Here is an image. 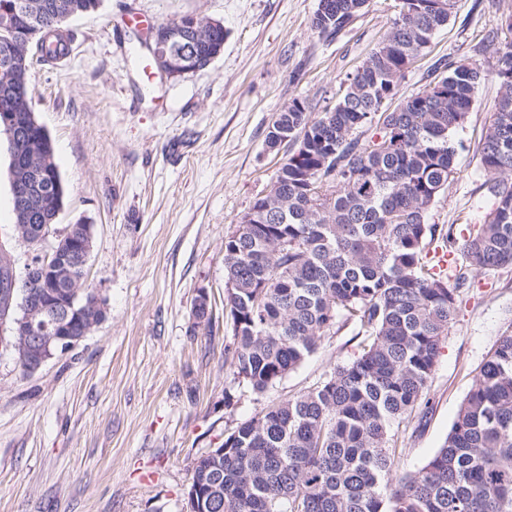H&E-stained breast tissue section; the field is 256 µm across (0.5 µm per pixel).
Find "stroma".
Here are the masks:
<instances>
[{
  "label": "stroma",
  "instance_id": "stroma-1",
  "mask_svg": "<svg viewBox=\"0 0 512 512\" xmlns=\"http://www.w3.org/2000/svg\"><path fill=\"white\" fill-rule=\"evenodd\" d=\"M395 0H371L330 38L311 29L318 0H102L67 23L74 39L56 65L34 64L32 108L49 134L66 190L56 230L92 224L87 283L106 317L75 348L23 373L0 343V512H184L195 458L264 405L291 398L353 360L351 327L263 395L235 380L224 308V238L266 194L293 150L265 145L292 99L333 107L347 75L385 34ZM512 0H456L447 27L409 70L400 93L431 80L443 58L495 61ZM183 15L219 20L223 53L205 69L144 87L149 62L129 17L152 27ZM499 87L486 81L451 135L455 170L428 221L458 241L484 223L494 201L480 139ZM17 266L33 251L17 239L5 135L0 134V243ZM209 295L211 331L192 308ZM512 326V266L474 269L444 338L430 411L406 434L392 471L440 448L474 375ZM232 405H225V394Z\"/></svg>",
  "mask_w": 512,
  "mask_h": 512
}]
</instances>
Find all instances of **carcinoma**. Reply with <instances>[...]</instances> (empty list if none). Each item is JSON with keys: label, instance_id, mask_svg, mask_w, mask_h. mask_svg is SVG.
Listing matches in <instances>:
<instances>
[{"label": "carcinoma", "instance_id": "cac0c4a2", "mask_svg": "<svg viewBox=\"0 0 512 512\" xmlns=\"http://www.w3.org/2000/svg\"><path fill=\"white\" fill-rule=\"evenodd\" d=\"M41 22L27 58L52 65L69 53L67 22L101 0H26ZM370 0H319L311 28L337 36ZM453 0H404L382 40L332 108L312 114L293 99L277 113L267 146L281 136L305 145L276 172L255 218L224 237V297L237 378L264 394L300 366L338 325H351L359 353L310 390L268 404L224 437V457L193 463L190 485L203 512H512V329L472 381L443 445L422 465L392 474L400 435L421 424L442 340L471 269L512 266V39L489 70L444 60L435 86L403 97L401 80L451 17ZM224 48V31L199 34L203 69ZM499 86L481 144L494 208L451 274L428 255L454 253V225L429 211L454 170L451 132L481 84ZM44 128H20L19 159L36 197L22 241L35 248L53 227L65 190ZM11 251L0 245V326L16 327L26 292L79 311L83 327L106 316L104 301L66 280L11 288Z\"/></svg>", "mask_w": 512, "mask_h": 512}]
</instances>
